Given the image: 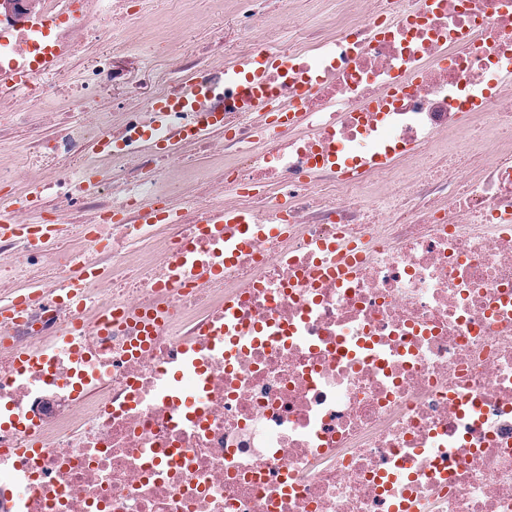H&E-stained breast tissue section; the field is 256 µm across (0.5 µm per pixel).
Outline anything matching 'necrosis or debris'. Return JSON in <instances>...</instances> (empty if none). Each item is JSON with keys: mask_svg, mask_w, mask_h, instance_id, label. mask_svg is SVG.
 <instances>
[{"mask_svg": "<svg viewBox=\"0 0 512 512\" xmlns=\"http://www.w3.org/2000/svg\"><path fill=\"white\" fill-rule=\"evenodd\" d=\"M231 2L208 60L192 0L149 24L131 0H39L49 32L0 43L3 64L60 50L0 89L31 131L0 188L50 228L0 233V302L36 292L0 315V512H512V0H346L313 33L290 0L285 31ZM260 51L300 67L262 90L297 126L224 79ZM147 54L168 66L148 89ZM340 145L351 165H322ZM221 208L288 235L168 287L183 249L215 254ZM340 235L361 257L321 275ZM133 309L164 314L137 354Z\"/></svg>", "mask_w": 512, "mask_h": 512, "instance_id": "1", "label": "necrosis or debris"}]
</instances>
